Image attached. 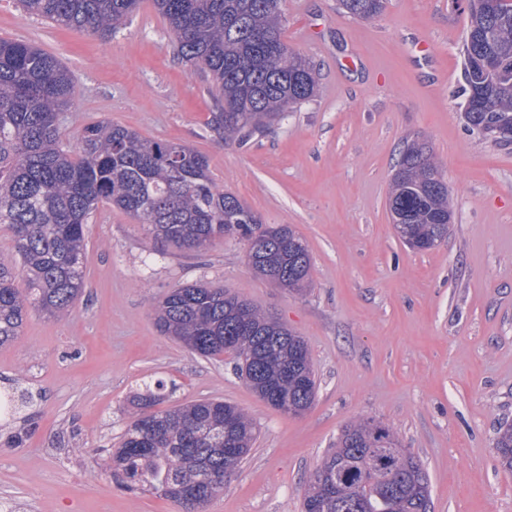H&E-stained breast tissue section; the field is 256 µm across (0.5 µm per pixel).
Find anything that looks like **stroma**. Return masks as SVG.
<instances>
[{
  "label": "stroma",
  "mask_w": 512,
  "mask_h": 512,
  "mask_svg": "<svg viewBox=\"0 0 512 512\" xmlns=\"http://www.w3.org/2000/svg\"><path fill=\"white\" fill-rule=\"evenodd\" d=\"M283 39L320 72L315 97L246 143L208 122L212 77L178 59L142 0L112 39L53 25L0 0V38L38 46L70 72L61 130L109 120L210 159L214 182L306 243L310 286L249 269L242 242L189 252L101 204L85 226V288L70 315L32 312L0 347V505L14 512H182L113 472L131 396L162 381L165 407L228 402L257 424L249 455L203 512H301L306 479L349 423L392 428L429 476L431 512H512V472L492 446L512 423V145L463 119L459 47L468 0H388L372 21L336 0H279ZM425 141L453 199L448 237L417 252L387 206L404 143ZM203 282L246 299L305 340L318 390L304 415L260 400L231 355L204 358L158 332L152 309Z\"/></svg>",
  "instance_id": "1"
}]
</instances>
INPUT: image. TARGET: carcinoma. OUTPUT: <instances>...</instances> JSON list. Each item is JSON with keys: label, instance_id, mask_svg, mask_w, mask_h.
Listing matches in <instances>:
<instances>
[{"label": "carcinoma", "instance_id": "obj_1", "mask_svg": "<svg viewBox=\"0 0 512 512\" xmlns=\"http://www.w3.org/2000/svg\"><path fill=\"white\" fill-rule=\"evenodd\" d=\"M494 16L469 14L460 54L465 120L481 131L512 127V0ZM141 0H18L27 15L108 37ZM167 22L183 62L212 76L222 111L209 128L242 143L311 100L318 73L282 38L278 0H152ZM350 16L380 17L386 0H338ZM495 64L489 72L478 64ZM74 88L64 66L40 48L0 39V226L12 233L19 265L0 262V346L20 335L32 310L71 313L84 286L85 224L101 203L135 217L154 238L199 251L216 237L244 242L250 269L267 281L303 290L311 255L288 224H264L232 193L218 187L209 159L182 144L145 139L109 121L83 127L79 146L65 145L60 113ZM388 206L403 232L422 249L448 237L453 204L441 166L425 142H406L391 178ZM27 278L24 294L15 287ZM161 335L196 354L228 353L234 369L268 405L300 416L317 394L311 355L302 337L251 302L192 283L169 292L154 310ZM164 384L134 397L139 412L113 462L141 483L191 512L185 492L211 477H227L250 453L251 417L223 401L199 400L154 410ZM493 448L512 471V424L500 426ZM303 508L312 512H429L430 485L420 459L381 422L363 418L344 427L307 481Z\"/></svg>", "mask_w": 512, "mask_h": 512}]
</instances>
